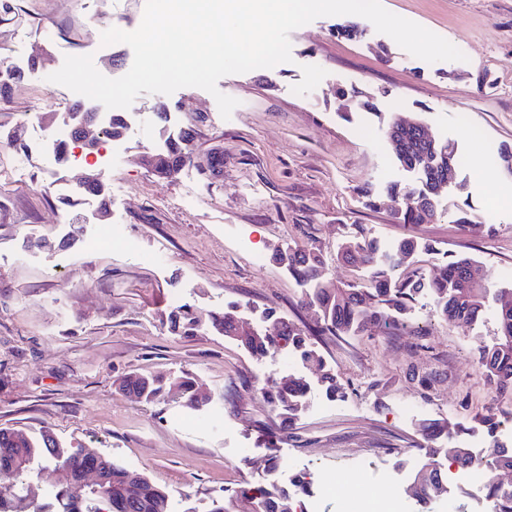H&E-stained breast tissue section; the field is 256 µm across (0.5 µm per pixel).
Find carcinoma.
Instances as JSON below:
<instances>
[{"label": "carcinoma", "instance_id": "1", "mask_svg": "<svg viewBox=\"0 0 512 512\" xmlns=\"http://www.w3.org/2000/svg\"><path fill=\"white\" fill-rule=\"evenodd\" d=\"M341 95L347 101L346 111L341 113L346 120L350 119L353 109L372 106L354 89L343 90ZM128 131V120L123 113H112L106 135L121 139ZM386 136L400 166L416 178L404 184L394 183L380 192L362 187L359 194L372 209L385 208L402 195L407 200L406 207L393 209L396 218L405 224H422L436 214L444 171L457 166V152L446 142L425 137L421 126L404 124L397 117L390 120ZM193 140L194 131L189 128L169 134L162 145L153 149L159 156L158 164L179 168L191 161ZM458 221L487 236L495 233L493 226L479 223L478 216L466 210L461 211ZM432 251L431 244L413 238H403L385 250L362 231L340 244L336 260L367 270L371 287L350 283L330 288L323 280L327 262L320 249L290 244L278 247L272 253V260L306 286L303 304L314 311V325L300 327L266 309L261 312L260 320L270 324L269 329L253 330L245 327L239 305L235 303L228 304L221 314L210 315L211 325L252 354L263 355L283 345L296 351L303 364L320 365L321 356L308 346L311 335L372 336L407 329L421 297L432 298L434 312L442 320L472 326L482 318L492 294L498 302L497 329L491 341L478 345V362L495 393L512 396V286L494 285L484 265L468 256L450 255L428 272L416 269L405 277L400 275L402 266L416 254ZM200 323L189 305L167 316L168 329L177 336L195 334ZM173 385L192 406L207 400L202 384L191 375L178 377L170 383L162 377L132 372L124 377L120 390L131 398L153 402L164 397ZM309 387L310 382L304 375L271 377L262 393L267 403L291 422L304 409ZM474 439V431L470 429L457 439L448 454L449 465L464 468L474 463L471 448ZM96 456L98 453L86 448H63L46 431L34 440L17 430L0 428V470L12 469L18 476L37 473L50 461L79 465ZM104 461L108 465L107 482L97 492L77 487L78 474L73 470L55 477L52 484L57 508L36 505L13 490L1 489L0 512H168V496L163 489L107 457ZM482 463L491 472L511 469L512 446L493 445ZM412 479L414 494L423 501L448 495V482L433 456L425 458ZM242 496L252 504V512H293L291 493L282 487H253L243 491ZM487 498L492 512H512V489H505L492 480L487 486Z\"/></svg>", "mask_w": 512, "mask_h": 512}]
</instances>
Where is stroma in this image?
Masks as SVG:
<instances>
[{
	"label": "stroma",
	"instance_id": "stroma-1",
	"mask_svg": "<svg viewBox=\"0 0 512 512\" xmlns=\"http://www.w3.org/2000/svg\"><path fill=\"white\" fill-rule=\"evenodd\" d=\"M145 3L12 0V12L0 14V64L24 69L0 98V428L47 430L63 446L96 449L164 488L172 512H210L213 500L229 495V512H249L237 494L267 485L253 461L268 456L280 481L312 478L308 512H342L361 484L375 499L423 512L404 480L440 447L422 437V420H444L453 432L476 426L494 403L512 406L496 400L477 363L478 342L496 332L495 300L470 326L440 320L432 299L422 298L412 319L418 351L403 332L315 337L313 349L346 395L326 397L312 383L290 423L256 381L262 371L291 375L283 351L254 357L207 324L176 336L164 318L179 294L202 315L235 302L253 323L266 308L312 323L303 287L271 260L274 246L320 248L326 279L365 287L366 273L336 260L337 245L361 229L387 246L404 237L432 243L414 260L423 269L453 252L482 261L497 285L511 283L512 173L498 149L512 144V0H382L465 55L431 64L374 26L347 40L333 32L337 17L317 18L291 32V62L219 80V90L239 101L230 119L199 88L145 93L130 107L139 122L109 165L87 153L80 163L55 164L31 123L48 113L63 121L73 93L48 75L65 56L87 54L103 75L126 74L132 49L103 45L99 28L136 30ZM34 57L37 68L27 69ZM352 88L372 96L376 112L343 120L339 92ZM161 105L195 132L193 162L164 177L138 161L163 140L154 121ZM392 114L421 119L461 160L456 180L464 188L443 196L444 213L430 222L399 223L356 194L408 178L385 136ZM214 156L223 163L211 173ZM88 171L106 185L107 221L97 217L98 201L59 202ZM465 203L495 226L493 236L457 222ZM114 224L122 227L117 240ZM94 235L102 242L91 249ZM413 366L436 373L430 391L411 380ZM131 372L191 373L210 399L196 409L175 390L158 402L130 399L119 384Z\"/></svg>",
	"mask_w": 512,
	"mask_h": 512
}]
</instances>
